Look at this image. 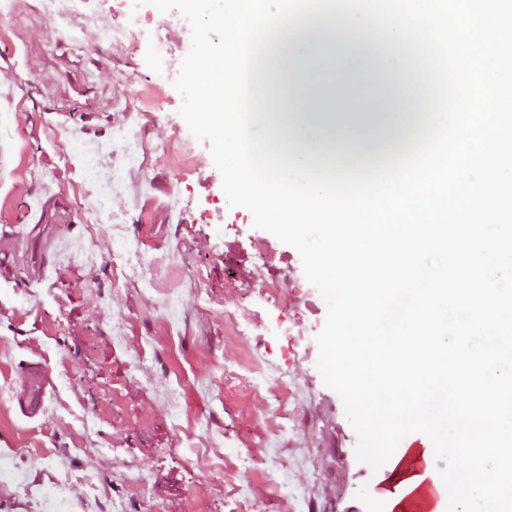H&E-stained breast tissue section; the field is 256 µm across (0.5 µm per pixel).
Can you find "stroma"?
<instances>
[{
	"mask_svg": "<svg viewBox=\"0 0 512 512\" xmlns=\"http://www.w3.org/2000/svg\"><path fill=\"white\" fill-rule=\"evenodd\" d=\"M84 8L153 25L115 47L95 26L48 14L43 0H0V466L26 480L0 481V512H39L63 482L66 512H101L114 498L128 512H234L239 475L224 460L245 466L267 443L285 481L252 482L245 512H369L376 474L357 461V434L317 368L325 301L307 292L298 252L255 228L248 209L208 210L225 197L221 175L172 86L189 23L127 0ZM130 127L151 146L140 163L121 138ZM181 140L194 145L186 162ZM140 239L153 246L135 277L112 254ZM69 241L94 251L96 267L68 271ZM259 243L285 259L274 304L261 291L270 274ZM168 296L182 318L173 346L159 323ZM240 306L251 323L236 333L227 314ZM115 322L131 326L119 346ZM249 354L287 371L291 417L242 369ZM37 362L51 384L30 418L12 393ZM176 376L174 402L166 384ZM139 470L155 474L158 496L129 483Z\"/></svg>",
	"mask_w": 512,
	"mask_h": 512,
	"instance_id": "1",
	"label": "stroma"
}]
</instances>
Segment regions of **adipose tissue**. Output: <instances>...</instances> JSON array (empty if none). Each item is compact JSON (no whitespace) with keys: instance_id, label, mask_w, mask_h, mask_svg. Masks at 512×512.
<instances>
[{"instance_id":"1","label":"adipose tissue","mask_w":512,"mask_h":512,"mask_svg":"<svg viewBox=\"0 0 512 512\" xmlns=\"http://www.w3.org/2000/svg\"><path fill=\"white\" fill-rule=\"evenodd\" d=\"M258 80L274 140L324 168L379 164L423 124V94L398 47L340 12L282 32Z\"/></svg>"}]
</instances>
